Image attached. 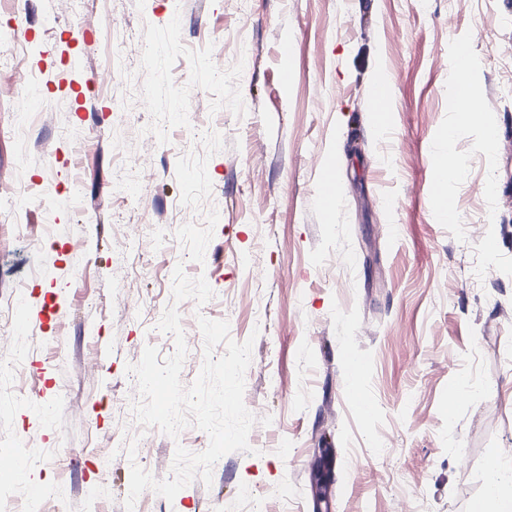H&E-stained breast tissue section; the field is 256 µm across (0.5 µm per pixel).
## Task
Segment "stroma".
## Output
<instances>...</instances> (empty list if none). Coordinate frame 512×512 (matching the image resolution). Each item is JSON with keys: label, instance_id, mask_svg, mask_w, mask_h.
I'll list each match as a JSON object with an SVG mask.
<instances>
[{"label": "stroma", "instance_id": "35a3bbf8", "mask_svg": "<svg viewBox=\"0 0 512 512\" xmlns=\"http://www.w3.org/2000/svg\"><path fill=\"white\" fill-rule=\"evenodd\" d=\"M0 15V79L18 62L35 76L0 108V167L34 190L0 192V453L28 458L23 481L0 467L11 506L125 512L132 464L162 480L176 446L207 449L196 427L134 419L127 368L149 345L174 354L158 328L173 305L183 385L199 318L252 341L257 422L211 484L137 512H468L512 463V0H0ZM216 38L223 55L201 53ZM461 44L498 145L460 128L464 167L441 187ZM178 267L212 297L174 302Z\"/></svg>", "mask_w": 512, "mask_h": 512}]
</instances>
